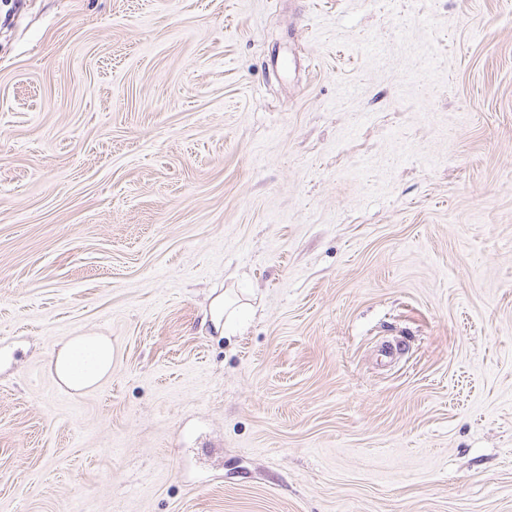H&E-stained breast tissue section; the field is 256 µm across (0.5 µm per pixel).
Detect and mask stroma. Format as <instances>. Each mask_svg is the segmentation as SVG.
I'll use <instances>...</instances> for the list:
<instances>
[{
  "label": "stroma",
  "mask_w": 512,
  "mask_h": 512,
  "mask_svg": "<svg viewBox=\"0 0 512 512\" xmlns=\"http://www.w3.org/2000/svg\"><path fill=\"white\" fill-rule=\"evenodd\" d=\"M0 512H512V0H0ZM238 301L226 293V290L218 293L211 300L206 321L220 336H224L229 322L238 317L247 306L242 302L235 304ZM56 379L73 392L98 385L112 372V339L107 336H74L53 355Z\"/></svg>",
  "instance_id": "stroma-1"
}]
</instances>
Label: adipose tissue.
I'll return each mask as SVG.
<instances>
[{"mask_svg": "<svg viewBox=\"0 0 512 512\" xmlns=\"http://www.w3.org/2000/svg\"><path fill=\"white\" fill-rule=\"evenodd\" d=\"M56 379L73 392L98 385L112 372V340L106 336H75L52 357Z\"/></svg>", "mask_w": 512, "mask_h": 512, "instance_id": "1", "label": "adipose tissue"}]
</instances>
